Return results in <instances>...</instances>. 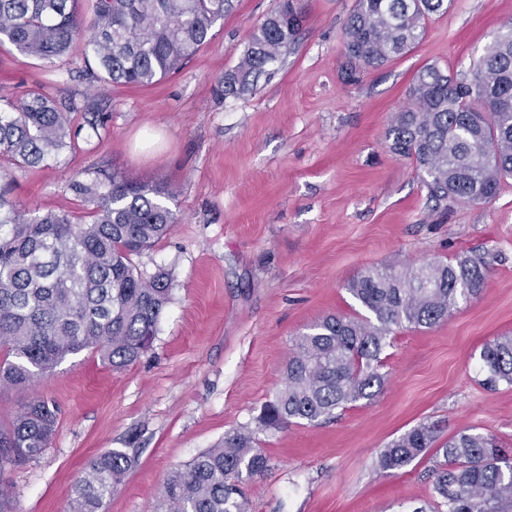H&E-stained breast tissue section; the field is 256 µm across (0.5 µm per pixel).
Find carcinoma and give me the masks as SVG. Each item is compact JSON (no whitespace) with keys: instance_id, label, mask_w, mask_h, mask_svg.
<instances>
[{"instance_id":"cac0c4a2","label":"carcinoma","mask_w":512,"mask_h":512,"mask_svg":"<svg viewBox=\"0 0 512 512\" xmlns=\"http://www.w3.org/2000/svg\"><path fill=\"white\" fill-rule=\"evenodd\" d=\"M77 2L0 0V45L51 64L80 36L102 80L151 86L210 41L231 6V0H92L82 15ZM447 9L448 0H357L345 27V73L352 77L404 54L422 38L425 17ZM301 25L294 0H280L235 70L218 82L217 94L226 98L248 88L295 42ZM409 100L388 130L390 150L415 162L436 203L490 202L512 177V25L487 47L469 82L427 65ZM77 111L83 124L76 128ZM107 122L95 100L80 107L60 102L42 86L19 99L1 95L0 160L38 165L71 146L84 129L101 138ZM70 188L93 205L91 221L54 211L33 214L0 191V387L24 391L85 350L114 368L136 362L169 302L164 277H147L133 263L179 223L166 205L169 189L115 171L76 176ZM487 270L484 257L470 255L364 271L347 290L365 313L327 316L296 338L284 385L264 403L258 424H316L372 399L385 383L381 354L388 337L400 328L446 321L460 303L477 297ZM480 360L486 383L512 387V336L484 343ZM56 424L43 399L0 423V512H18L7 470L39 456ZM431 452L444 458L435 470L431 512H512V458L473 427L442 442L436 426L420 424L381 449L377 463L383 472L401 470ZM131 466L120 449L91 458L72 490L70 512H101ZM267 468L252 431H229L170 473L162 493L166 512H246L237 484Z\"/></svg>"}]
</instances>
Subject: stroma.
<instances>
[{
    "label": "stroma",
    "mask_w": 512,
    "mask_h": 512,
    "mask_svg": "<svg viewBox=\"0 0 512 512\" xmlns=\"http://www.w3.org/2000/svg\"><path fill=\"white\" fill-rule=\"evenodd\" d=\"M279 0H233L214 37L149 87H97L76 41L47 65L0 45V92L47 83L57 98L102 93L109 131L78 136L48 162L7 166L0 184L33 212L83 215L72 177L119 171L171 187L173 232L135 256L169 275L170 301L150 350L116 369L90 352L68 357L31 389H0V421L24 400L53 404L57 427L8 479L19 512H65L89 459L118 448L133 464L103 512H159L171 470L246 427L270 460L243 486L247 512H412L432 499L436 459L383 473L379 451L428 423L443 437L475 427L512 455V387L482 383L486 341L512 336V179L482 205L435 206L387 132L417 73L434 64L469 80L512 25V0H452L406 54L343 75L344 26L356 0H301L297 41L258 84L220 98L257 26ZM483 255L485 286L447 321L403 328L383 353L387 380L337 419L260 428L284 384L295 339L322 317L361 307L348 283L376 265Z\"/></svg>",
    "instance_id": "obj_1"
}]
</instances>
